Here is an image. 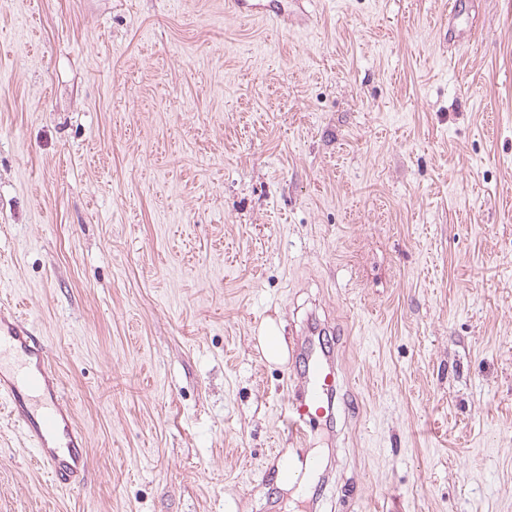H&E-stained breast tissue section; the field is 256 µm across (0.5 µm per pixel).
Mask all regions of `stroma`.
<instances>
[{"mask_svg":"<svg viewBox=\"0 0 512 512\" xmlns=\"http://www.w3.org/2000/svg\"><path fill=\"white\" fill-rule=\"evenodd\" d=\"M466 2L0 0V293L91 471L0 414V512H512V0ZM312 313L303 447L259 338ZM255 0H226L224 2L225 5H227L228 9L235 15L239 17H265L266 14L268 16H275V17H282L284 16L283 13L280 12V9L278 7H268L264 8L263 10L260 9L259 3H254ZM271 12V13H270ZM292 358L295 366L289 382L295 386L286 422L289 434L305 446L312 423L333 411L336 362L334 350L311 337L300 343Z\"/></svg>","mask_w":512,"mask_h":512,"instance_id":"stroma-1","label":"stroma"}]
</instances>
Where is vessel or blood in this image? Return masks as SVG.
<instances>
[{"label": "vessel or blood", "mask_w": 512, "mask_h": 512, "mask_svg": "<svg viewBox=\"0 0 512 512\" xmlns=\"http://www.w3.org/2000/svg\"><path fill=\"white\" fill-rule=\"evenodd\" d=\"M293 360L287 426L304 445L312 423L333 411L336 362L332 348L310 337ZM0 406L57 488L70 492L88 483V440L67 401L65 384L42 337L8 300L0 302Z\"/></svg>", "instance_id": "b4317fda"}]
</instances>
